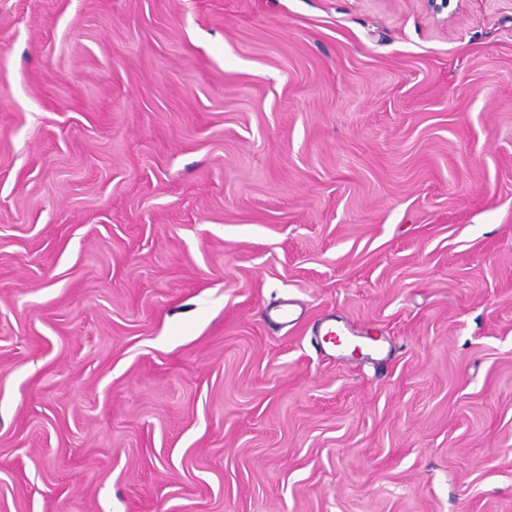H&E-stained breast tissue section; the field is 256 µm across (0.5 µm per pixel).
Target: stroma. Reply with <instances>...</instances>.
<instances>
[{
    "instance_id": "1",
    "label": "stroma",
    "mask_w": 512,
    "mask_h": 512,
    "mask_svg": "<svg viewBox=\"0 0 512 512\" xmlns=\"http://www.w3.org/2000/svg\"><path fill=\"white\" fill-rule=\"evenodd\" d=\"M0 512H512V0H0Z\"/></svg>"
}]
</instances>
